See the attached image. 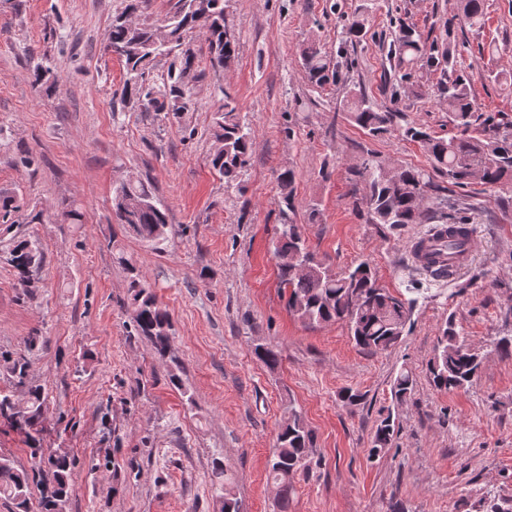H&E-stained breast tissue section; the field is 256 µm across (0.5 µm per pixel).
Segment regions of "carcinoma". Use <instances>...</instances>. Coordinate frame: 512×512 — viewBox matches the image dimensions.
<instances>
[{"mask_svg": "<svg viewBox=\"0 0 512 512\" xmlns=\"http://www.w3.org/2000/svg\"><path fill=\"white\" fill-rule=\"evenodd\" d=\"M123 10L115 16L106 38L105 49L117 56L125 67L123 97L139 103L149 112H162L165 118H180L193 103L194 86L203 72L195 69L196 54L190 47L193 33L204 18L202 31L210 66L215 71L228 70L238 62L239 38H224L228 22L226 0H168L162 24L155 26L140 20L146 0H125ZM485 0H459L454 16L471 29L485 25ZM399 59L414 61L426 55L420 39L410 30L397 39ZM174 56L179 65L168 69L163 87L150 84L149 65L159 57ZM302 67L309 83L321 87L342 81V72L329 69L320 43L310 42L301 53ZM448 81L437 89L446 104L450 122L456 132L436 136L427 128L404 120L401 112H385L360 90H349L344 100L347 119L364 134L376 138L398 131L402 137L424 147L428 166L412 167L385 162L372 153H364L350 168L353 205L366 211L367 223L386 224L399 229L407 224H468L467 208L448 205L445 192L452 185L465 189L474 182L493 188L512 186V120L496 114L478 112L469 86L468 75L448 62ZM209 134L215 148L209 165L224 185L237 184L252 155L254 138L249 125L240 115L236 100L224 92V103L212 113ZM446 180L442 186L436 178ZM277 180L281 190L279 221L273 253L278 259L280 287L286 295L288 312L307 327L335 321L346 322L356 346L369 352L386 351L397 345L410 322L411 305L377 284L367 262H360L337 272L324 258L310 250L302 225L295 220L297 205L293 195L295 172L280 170ZM112 210L117 223L140 242L162 250L168 241L169 215L157 198L152 183L143 178L121 182L114 188ZM18 283L26 288L42 268L44 247L30 234L13 235L0 245ZM112 262L127 273V293L134 333L145 338L154 353L170 363L167 377L173 387H183L177 360L172 355V320L133 257L123 248L112 245ZM39 343L33 334L25 350L1 353L0 360L12 379V389H0V424L25 436L30 469L0 455V499L14 507V512H30V489L41 487L39 512H68L75 489L72 483L74 457L69 452L43 448L39 436L48 396L29 379L31 358ZM256 357L267 367L275 368L281 358L265 345L254 348ZM482 365V357L473 351L452 321L440 328L438 344L429 365L431 382L437 389H458L471 384ZM416 380L402 370L393 381L392 395L404 400L411 395ZM21 389L24 398H15ZM395 424L391 416L376 425L370 453L376 455L391 442ZM316 452L313 430L300 411L288 407V417L281 425L268 461V477L276 488L278 512H290L296 474L309 467ZM215 479L224 489L222 512H240L233 493V478L215 468Z\"/></svg>", "mask_w": 512, "mask_h": 512, "instance_id": "obj_1", "label": "carcinoma"}]
</instances>
